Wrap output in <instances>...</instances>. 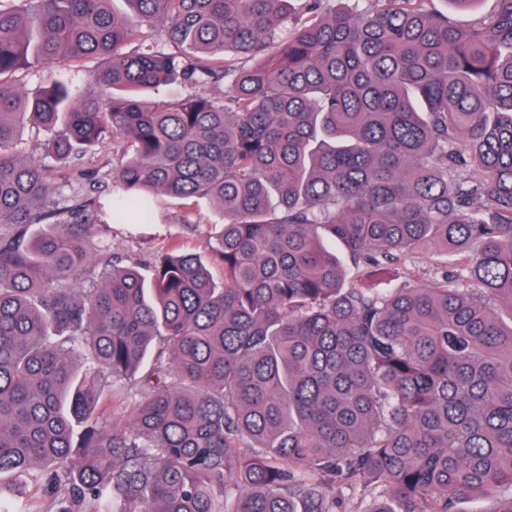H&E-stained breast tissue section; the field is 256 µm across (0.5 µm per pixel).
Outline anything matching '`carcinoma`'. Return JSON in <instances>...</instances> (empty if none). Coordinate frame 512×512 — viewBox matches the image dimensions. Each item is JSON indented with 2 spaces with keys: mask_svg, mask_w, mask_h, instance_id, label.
Segmentation results:
<instances>
[{
  "mask_svg": "<svg viewBox=\"0 0 512 512\" xmlns=\"http://www.w3.org/2000/svg\"><path fill=\"white\" fill-rule=\"evenodd\" d=\"M124 2L0 0V512H512V0ZM160 196L221 212L208 258L101 240ZM47 133L36 128L21 129L14 144V150L22 156H33L41 153ZM120 162V155H113L111 148H104L94 155H88L82 161V167L96 170L98 172L97 178L104 181L101 183L102 189H104L107 185H111L108 173L112 170V168L117 167Z\"/></svg>",
  "mask_w": 512,
  "mask_h": 512,
  "instance_id": "carcinoma-1",
  "label": "carcinoma"
}]
</instances>
